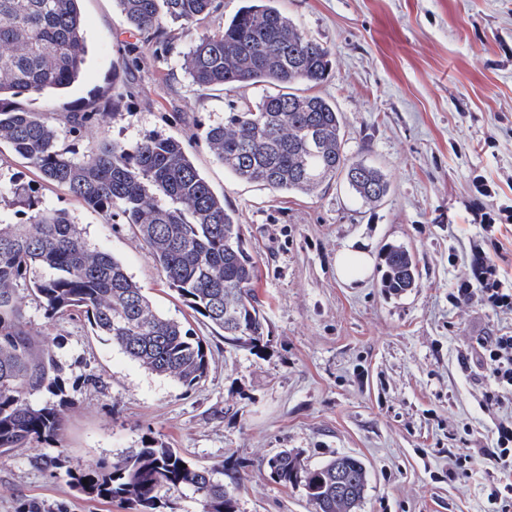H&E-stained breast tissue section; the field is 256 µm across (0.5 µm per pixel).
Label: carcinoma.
<instances>
[{"label": "carcinoma", "instance_id": "1", "mask_svg": "<svg viewBox=\"0 0 512 512\" xmlns=\"http://www.w3.org/2000/svg\"><path fill=\"white\" fill-rule=\"evenodd\" d=\"M78 0H0V145H8L50 184L120 218L138 234L151 261L192 317L223 336L264 341L266 320L253 293L255 263L241 247L242 224L195 166L183 142L148 136L134 144L105 137L80 158L58 146V132L13 99L69 87L85 62ZM278 0H243L219 33L200 32L182 55L192 83L205 88L252 86L258 101L202 128L213 156L236 179L279 192L314 193L339 178L367 203H379L390 185L378 169L347 158L344 123L336 105L297 85H317L333 66L330 50L300 32ZM128 25L161 36L168 22L194 26L215 0H117ZM273 91H267V88ZM362 168L360 177L352 171ZM18 224H0V454L25 448L42 469L61 470L71 490L92 500H117L132 512H157L167 493L188 491L203 512H238L235 490L224 485V464L198 467L180 451L148 443L110 462L88 466L50 455L39 445L58 439L69 407L62 366L40 343L22 305L26 290L45 318L86 319L98 336L147 370L186 389L208 373L206 345L181 321L159 314L149 297L111 254L90 244L68 213L26 197ZM418 261L392 247L382 287L410 286ZM37 393L51 399L39 404ZM306 464L283 449L263 460L269 477L301 485L318 512H355L366 476L356 470L350 497H336V462Z\"/></svg>", "mask_w": 512, "mask_h": 512}]
</instances>
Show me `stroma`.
I'll list each match as a JSON object with an SVG mask.
<instances>
[{"label":"stroma","instance_id":"obj_1","mask_svg":"<svg viewBox=\"0 0 512 512\" xmlns=\"http://www.w3.org/2000/svg\"><path fill=\"white\" fill-rule=\"evenodd\" d=\"M283 13L332 53L315 94L335 102L350 159L380 168L391 190L375 206L345 182L312 194L237 181L215 160L198 124L254 103L258 89L203 90L180 65L193 33L167 27L166 42L126 24L116 0H81L88 53L78 82L20 98L58 131L60 148L82 155L99 136L133 143L180 138L213 192L243 226L264 307V347L238 349L209 325L192 326L208 347L207 377L188 390L151 373L81 318H44L26 300L40 339L62 364L71 402L60 446L93 465L154 441L198 465L224 464L238 512H316L302 488L260 469L288 448L318 465L352 455L367 467L359 512H489L493 481L450 475L449 449L491 447L495 416L482 404L493 382L463 363L478 338L512 319L448 295L483 244L479 212L512 206V0H279ZM72 112L99 118L73 133ZM67 211L90 243L122 261L155 309L188 310L125 225L43 182L0 146V222L15 224L17 186ZM392 245L419 260V285L382 286ZM345 248L375 259L367 278L336 276ZM34 500L43 512H128L120 502L79 498L26 454L0 455V512Z\"/></svg>","mask_w":512,"mask_h":512}]
</instances>
